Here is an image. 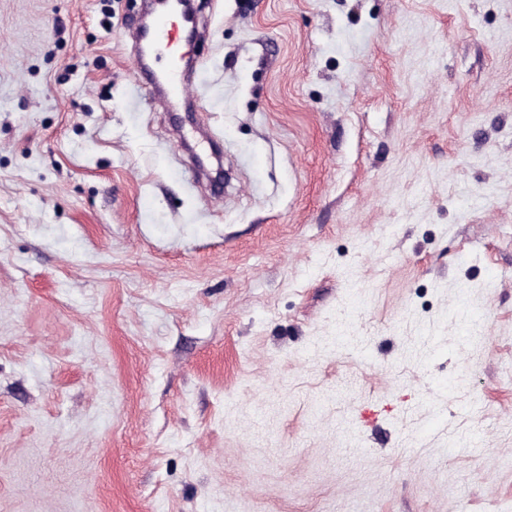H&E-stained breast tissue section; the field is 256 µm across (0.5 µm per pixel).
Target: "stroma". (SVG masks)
<instances>
[{"mask_svg": "<svg viewBox=\"0 0 512 512\" xmlns=\"http://www.w3.org/2000/svg\"><path fill=\"white\" fill-rule=\"evenodd\" d=\"M140 8L0 0V512H512V0ZM176 2L168 6L165 13L157 16L147 28L138 29V40L153 47V52L163 50L167 55V66L160 76L155 74L157 83L167 91V99L185 98L191 95V87L179 76L176 67L178 53V39L180 30L174 20L175 11L179 8Z\"/></svg>", "mask_w": 512, "mask_h": 512, "instance_id": "1", "label": "stroma"}]
</instances>
